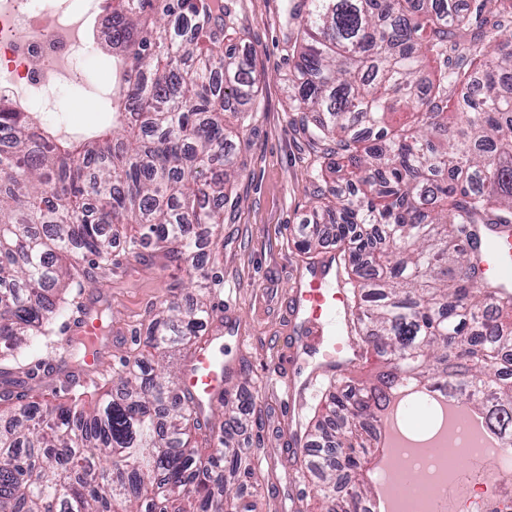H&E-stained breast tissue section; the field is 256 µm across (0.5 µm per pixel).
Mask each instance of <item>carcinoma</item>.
Listing matches in <instances>:
<instances>
[{
    "instance_id": "carcinoma-1",
    "label": "carcinoma",
    "mask_w": 512,
    "mask_h": 512,
    "mask_svg": "<svg viewBox=\"0 0 512 512\" xmlns=\"http://www.w3.org/2000/svg\"><path fill=\"white\" fill-rule=\"evenodd\" d=\"M110 26L112 125L61 137L0 98V359L43 343L68 308L82 263L149 246L204 264L236 169L232 99L254 98L252 54L232 38L223 0H103ZM288 81L301 130L327 161L330 196L302 225L300 252L336 245L352 289L353 332L386 371L359 388L339 377L304 426L320 453L324 512H365L369 448L386 394L445 388L468 406L512 408V299L480 278L467 224H512V36L467 38V0H300ZM431 61L433 77L425 75ZM206 303L171 302L142 349L112 371L118 391L85 408L37 401L0 421V512H241L251 452L221 404V446L192 444L194 398L161 361L186 357Z\"/></svg>"
}]
</instances>
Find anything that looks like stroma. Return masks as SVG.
<instances>
[{"label":"stroma","mask_w":512,"mask_h":512,"mask_svg":"<svg viewBox=\"0 0 512 512\" xmlns=\"http://www.w3.org/2000/svg\"><path fill=\"white\" fill-rule=\"evenodd\" d=\"M293 3L228 0L238 40L253 53L262 80L256 99L231 103L245 117L235 145L240 173L228 187L237 205L225 210L221 232L206 245L210 259L205 290L190 287L185 264L151 249L131 255L121 243L112 249L116 264L91 269L90 286L73 302L74 307L109 316V368L83 386L92 403L112 392V367L137 349L139 336L165 304H186L201 296L214 311H232L235 335L228 338L227 351L241 363L235 388L255 400L242 430L255 456V512H316L318 507L315 481L298 471L296 454L286 450L296 425L278 378L286 356L293 361V380H302L307 372V359L296 344L300 322L289 304L294 280L306 262L294 237L319 195L329 190L328 183L314 179V155L294 125L288 91V51L298 26ZM104 96L91 86L71 97L73 119L92 131L104 126L109 120ZM57 351L52 342L26 355L23 364H6L0 386L10 390L11 399L0 400V414L32 400L68 402L65 386L75 372L71 363L37 377L31 374L32 364Z\"/></svg>","instance_id":"obj_1"}]
</instances>
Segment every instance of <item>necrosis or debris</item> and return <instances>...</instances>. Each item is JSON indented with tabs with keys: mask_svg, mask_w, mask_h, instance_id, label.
<instances>
[{
	"mask_svg": "<svg viewBox=\"0 0 512 512\" xmlns=\"http://www.w3.org/2000/svg\"><path fill=\"white\" fill-rule=\"evenodd\" d=\"M100 17V0H0V94L23 112L59 111L60 89L89 79L77 61ZM455 439V447L444 444L410 455V465L425 475L417 485L394 473L391 490L399 512H431L434 501L456 483L463 452L492 468L487 479L459 495L456 512H512V449L483 447L463 425Z\"/></svg>",
	"mask_w": 512,
	"mask_h": 512,
	"instance_id": "obj_1",
	"label": "necrosis or debris"
}]
</instances>
